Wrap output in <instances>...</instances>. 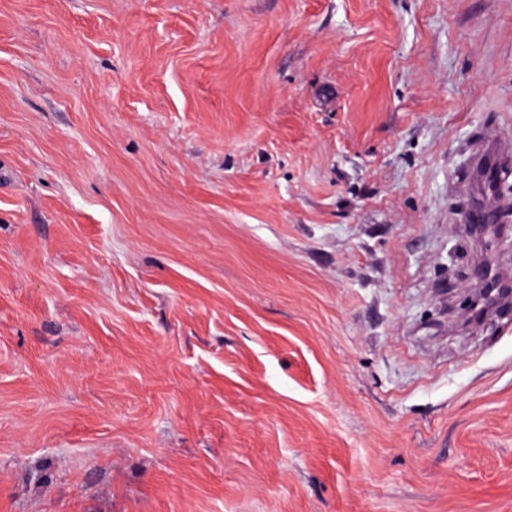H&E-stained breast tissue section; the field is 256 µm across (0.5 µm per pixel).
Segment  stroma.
<instances>
[{"mask_svg": "<svg viewBox=\"0 0 512 512\" xmlns=\"http://www.w3.org/2000/svg\"><path fill=\"white\" fill-rule=\"evenodd\" d=\"M501 133L512 0H0V512H512Z\"/></svg>", "mask_w": 512, "mask_h": 512, "instance_id": "1", "label": "stroma"}]
</instances>
